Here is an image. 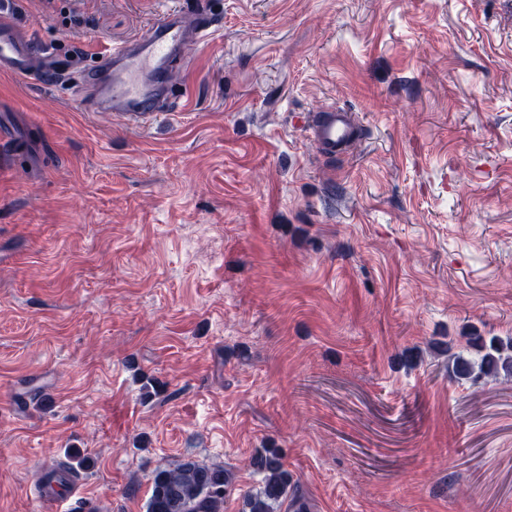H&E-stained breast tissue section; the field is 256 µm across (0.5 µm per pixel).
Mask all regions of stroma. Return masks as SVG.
<instances>
[{"label": "stroma", "mask_w": 512, "mask_h": 512, "mask_svg": "<svg viewBox=\"0 0 512 512\" xmlns=\"http://www.w3.org/2000/svg\"><path fill=\"white\" fill-rule=\"evenodd\" d=\"M177 0H11L71 75ZM149 128L0 75V512H147L157 469L277 448L307 512H512V0H207ZM354 112L331 160L303 120ZM414 364H405L406 350ZM469 346L477 358H467L460 353L448 354V375L457 381L482 378L512 379V336L505 339L493 336H470ZM48 475L38 497L43 501L54 502L64 506L70 505L81 496V478L66 467L59 464H50ZM63 507L60 509L63 510Z\"/></svg>", "instance_id": "1"}]
</instances>
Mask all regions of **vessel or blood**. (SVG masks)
Masks as SVG:
<instances>
[{
    "instance_id": "vessel-or-blood-1",
    "label": "vessel or blood",
    "mask_w": 512,
    "mask_h": 512,
    "mask_svg": "<svg viewBox=\"0 0 512 512\" xmlns=\"http://www.w3.org/2000/svg\"><path fill=\"white\" fill-rule=\"evenodd\" d=\"M217 24V18L200 0H184L182 6L161 11L137 40L113 46L100 68L85 77L84 83L91 90L86 108L95 111L107 107L135 127L154 124L174 105L170 76L184 60V46L205 39ZM58 72V65L40 43L0 11V74L32 79ZM305 133L319 153L333 157L347 152L361 130L353 112L330 108L313 113ZM80 487V477L53 463L38 496L66 506L79 498Z\"/></svg>"
}]
</instances>
